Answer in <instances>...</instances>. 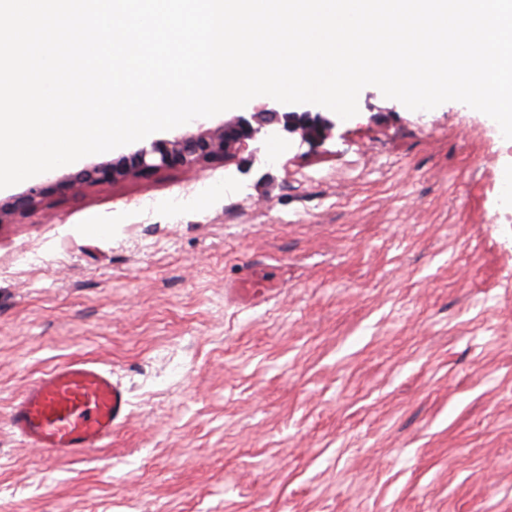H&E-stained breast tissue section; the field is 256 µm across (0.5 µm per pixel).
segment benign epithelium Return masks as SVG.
<instances>
[{
    "mask_svg": "<svg viewBox=\"0 0 512 512\" xmlns=\"http://www.w3.org/2000/svg\"><path fill=\"white\" fill-rule=\"evenodd\" d=\"M278 126L283 131L299 134L309 145H321L331 137L335 122L320 114L309 112H280L265 104L248 116L240 115L224 123L214 132L185 134L172 140L154 141L143 146L122 163L113 165L112 176H134L144 172L161 173L173 167L194 169L197 166L222 159L229 161L257 140L263 129ZM107 171L99 165L87 166L70 177L73 187L79 189L95 184ZM41 202V189L31 186L21 195L0 204V223L37 207Z\"/></svg>",
    "mask_w": 512,
    "mask_h": 512,
    "instance_id": "1",
    "label": "benign epithelium"
}]
</instances>
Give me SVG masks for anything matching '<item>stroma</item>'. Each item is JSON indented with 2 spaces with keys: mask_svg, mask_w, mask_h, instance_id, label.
Here are the masks:
<instances>
[{
  "mask_svg": "<svg viewBox=\"0 0 512 512\" xmlns=\"http://www.w3.org/2000/svg\"><path fill=\"white\" fill-rule=\"evenodd\" d=\"M358 107L320 146L34 177L0 224V512H512V150L460 102ZM76 357L129 419L53 460L8 415ZM41 202V189L39 186H31L21 195L9 198L0 205V223L21 214L25 211L37 207Z\"/></svg>",
  "mask_w": 512,
  "mask_h": 512,
  "instance_id": "35a3bbf8",
  "label": "stroma"
}]
</instances>
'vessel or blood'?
Instances as JSON below:
<instances>
[{"label":"vessel or blood","instance_id":"vessel-or-blood-1","mask_svg":"<svg viewBox=\"0 0 512 512\" xmlns=\"http://www.w3.org/2000/svg\"><path fill=\"white\" fill-rule=\"evenodd\" d=\"M127 418V393L111 370L74 358L39 376L14 401L9 423L30 447L67 459L101 446Z\"/></svg>","mask_w":512,"mask_h":512}]
</instances>
